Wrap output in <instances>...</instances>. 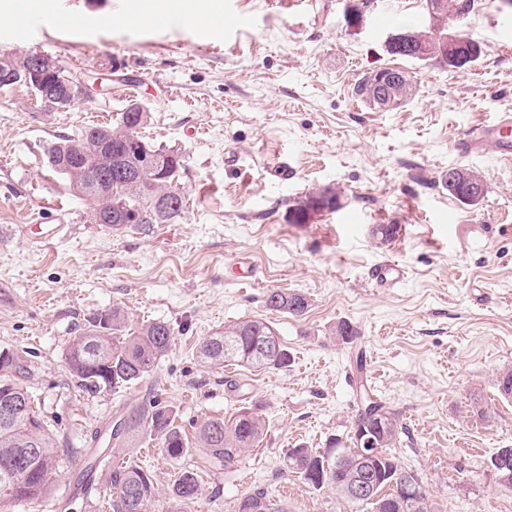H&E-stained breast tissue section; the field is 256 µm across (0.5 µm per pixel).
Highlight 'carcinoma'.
Wrapping results in <instances>:
<instances>
[{"label":"carcinoma","mask_w":512,"mask_h":512,"mask_svg":"<svg viewBox=\"0 0 512 512\" xmlns=\"http://www.w3.org/2000/svg\"><path fill=\"white\" fill-rule=\"evenodd\" d=\"M436 4V9L427 11L430 25L425 30L404 28L401 42H389L390 54L411 59H434L442 66L454 70L463 69L476 62L482 53L480 43L467 37L462 49L445 45L439 38L444 30L442 21L450 16L470 15L475 12L478 0H425ZM9 77H0V88L23 85L32 90L37 100L44 99L43 89L53 83L69 78L65 70L56 66L54 71L38 75L29 71L27 59L12 58ZM381 80L378 71L366 73L354 87L355 96L374 110H381L379 102L384 85L395 88L396 96L388 109L401 107L416 96V84L404 71L384 69ZM145 121L132 123L129 112L124 111L115 125H94L85 128L76 137H62L49 150L51 168L63 176L73 194L88 199L84 189L89 180L101 175L106 168L112 169L116 180L126 172L132 179L124 180L126 194L113 196L103 193L93 201L101 213L116 214L115 204L123 203L127 218L121 224H112V229L124 231L142 228L146 224H173L185 211L186 197L177 188L183 168L179 153L163 147L149 150L165 158V167L156 173L143 166V146L146 142L138 128ZM485 193V180L471 172L470 187L450 195L459 201L473 200L475 195ZM341 202L339 195L332 193L331 201L312 207L297 201L288 209V221L305 224L312 212L334 211ZM268 309L294 317L304 315L309 307L307 298L299 292L275 290L267 295ZM276 335L274 327L262 319H248L224 327L207 337L199 346V357L204 364L222 365L233 361L242 366L282 369L288 366V351L280 346L273 352L260 355L259 345L264 339ZM172 347V332L162 321H151L134 329H126L125 318L116 309L103 310L86 320L78 336L66 351V360L71 376L78 387L88 391L115 389L133 385L149 376L161 358ZM24 360L10 350H0V499L35 501L50 491L57 477L56 451L46 422L34 410L28 391L23 387L26 377ZM362 409L355 426L364 430L373 447L382 449L380 462L385 469L406 472L420 490L414 512H431L426 489L419 473L403 466L391 452L399 435L396 416L386 404L373 397L370 388L361 393ZM177 412L158 402L148 407L132 410L119 418L118 426L112 428V447L122 448L139 436L158 441L165 453L178 459L188 452L187 442L181 428L176 424ZM266 429L265 419L250 408L240 410L229 420H209L198 429V437L211 463L231 465L242 452L255 447ZM364 442L351 441V447L336 456L330 449L292 448L285 457L287 470L314 491L327 490L336 494L337 501L349 512H402L398 496L385 487H380L382 506L365 499L351 498L343 493L341 484L346 471L363 466L359 449ZM112 512H148L155 495L154 477L141 466L123 462L112 464ZM198 494L197 475L192 470L181 473L171 488L170 500L181 505L193 500ZM236 512H287L275 508L273 501L263 490H253L242 495L236 504Z\"/></svg>","instance_id":"carcinoma-1"}]
</instances>
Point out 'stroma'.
<instances>
[{"label": "stroma", "instance_id": "35a3bbf8", "mask_svg": "<svg viewBox=\"0 0 512 512\" xmlns=\"http://www.w3.org/2000/svg\"><path fill=\"white\" fill-rule=\"evenodd\" d=\"M60 2L102 25L78 35L36 21L28 40L14 41L20 0H0V54L39 53L76 74L106 56L124 66L104 77L94 100L61 110L37 104L25 87L0 89V350L25 361L59 471L45 497L0 500V512H112L108 469L97 468L89 494L77 476L108 449L115 416L152 400L175 407L194 442L203 423L244 408L263 415L266 431L227 467L208 462L196 442L179 459L161 449L148 459L143 442L130 443L121 458L155 479L149 512H169L170 488L189 468L199 491L180 512H235L254 489L288 512H339L335 495L306 487L283 459L299 445L349 440L361 408L359 349L369 385L403 427L395 454L419 472L433 512H512V488L490 465L498 449L512 448V398L497 389L499 373L512 369V164L455 147L464 130L512 113V49L498 25L512 11L481 0L464 31L482 56L451 73L387 51L398 27L427 28L423 0H400L399 25L380 30L386 0L354 24L345 21L346 0H316L308 13L280 0H229L251 15L252 29L213 28L203 39L180 25L125 26L123 0ZM382 68L414 77L416 97L390 111L358 101L357 80ZM133 100L150 112L145 141L181 153L187 204L177 223L115 232L94 223L92 203L72 194L48 153L94 115L114 122ZM282 164L285 181L275 174ZM452 167L484 177L478 205L444 188ZM322 185L339 192L340 208L289 223V205ZM30 224L65 231L36 246L24 231ZM382 224L397 227L385 243L375 234ZM388 258L405 267L403 283L373 287L370 269ZM246 262L257 275L243 282ZM275 289L304 294L307 312L268 310ZM113 307L132 327L166 322L172 348L138 384L80 389L66 350L86 317ZM250 318L272 322L290 366L200 363L205 338ZM343 320L360 332L355 345L333 334Z\"/></svg>", "mask_w": 512, "mask_h": 512}]
</instances>
